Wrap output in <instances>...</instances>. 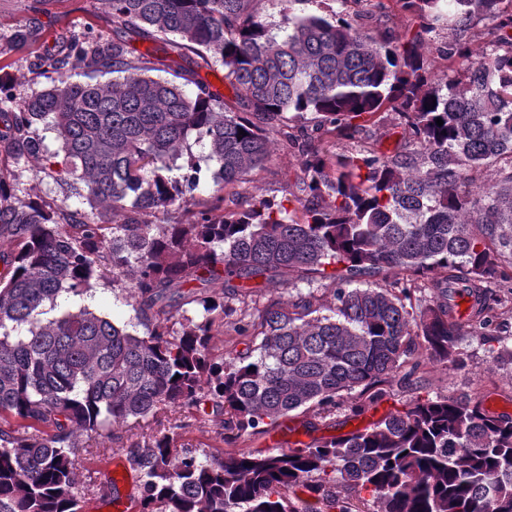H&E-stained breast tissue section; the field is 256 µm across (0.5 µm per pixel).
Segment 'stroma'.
Instances as JSON below:
<instances>
[{
	"label": "stroma",
	"mask_w": 512,
	"mask_h": 512,
	"mask_svg": "<svg viewBox=\"0 0 512 512\" xmlns=\"http://www.w3.org/2000/svg\"><path fill=\"white\" fill-rule=\"evenodd\" d=\"M29 0H0V75L10 78L17 100L41 91L47 84L40 71L31 68L34 56L57 39L73 31H90L108 36L112 33V14L102 0H43L37 15L40 35L37 42L18 49L8 41L12 28L28 17ZM402 130L393 122H366L356 138H336L334 149L339 153H351L361 145L377 146L381 149L394 148ZM302 171L298 156L284 143L274 146L264 168L252 171L245 180L235 184L234 189L241 196L276 197L283 200L296 192ZM315 294L327 295L324 280H305L293 274L276 277L253 295L249 308L256 311L270 303L288 305L298 297ZM126 293L120 285L101 281L88 304L91 310L121 324L129 321L133 312L127 305ZM458 347L467 355L465 368L457 369L450 364L421 356L420 368L411 380L393 381L386 385V394L376 409L368 411L358 419L347 417L346 410H339L332 427H320L325 437L339 436L364 427L390 412L403 409L416 396H451L462 400L482 401L486 410L493 414H512V365L504 363L481 336L469 329H462L457 338ZM178 417L189 420L190 426L183 433L182 442L191 444L200 454L208 458L222 456L228 449L284 450L295 441L304 439L303 415L291 413L280 419L279 424L269 433L252 437L245 442H224L219 418L208 417L204 421H193L190 410L181 409Z\"/></svg>",
	"instance_id": "1"
}]
</instances>
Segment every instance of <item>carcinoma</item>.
Instances as JSON below:
<instances>
[{"label":"carcinoma","mask_w":512,"mask_h":512,"mask_svg":"<svg viewBox=\"0 0 512 512\" xmlns=\"http://www.w3.org/2000/svg\"><path fill=\"white\" fill-rule=\"evenodd\" d=\"M105 2L112 36L74 33L37 56L50 82L0 132V162L37 163L61 194L23 200L0 172V512H82L83 436L119 446L142 512H512V415L479 401L418 398L345 435L217 459L178 443L172 416L208 404L233 442L298 410L324 419L356 392L357 418L379 386L416 373L421 349L466 365L461 293L467 325L502 342L492 288L512 294V0H396L420 19L412 35L300 14L302 0H279L278 23L259 0ZM482 21L475 59L467 35ZM38 30L29 17L11 41ZM188 51L224 70L235 104L181 71L158 76L162 56ZM381 112L403 144L329 148ZM278 137L300 156L296 206L227 191ZM438 269L414 304L417 277ZM290 272L328 280L329 296L228 305ZM109 277L134 312L122 325L83 304ZM216 326L249 338L245 350L215 357Z\"/></svg>","instance_id":"1"}]
</instances>
